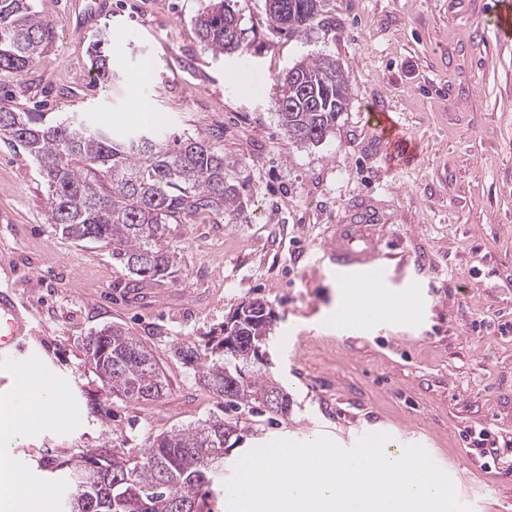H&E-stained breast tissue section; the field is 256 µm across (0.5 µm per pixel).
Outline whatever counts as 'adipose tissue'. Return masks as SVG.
Returning a JSON list of instances; mask_svg holds the SVG:
<instances>
[{"instance_id": "obj_1", "label": "adipose tissue", "mask_w": 512, "mask_h": 512, "mask_svg": "<svg viewBox=\"0 0 512 512\" xmlns=\"http://www.w3.org/2000/svg\"><path fill=\"white\" fill-rule=\"evenodd\" d=\"M56 393L51 389L25 393L24 406L0 404V512H24L33 495L28 477L12 461L11 450L21 441L31 424L48 416L47 406Z\"/></svg>"}]
</instances>
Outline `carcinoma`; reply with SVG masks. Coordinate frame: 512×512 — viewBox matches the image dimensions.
<instances>
[{"instance_id": "1", "label": "carcinoma", "mask_w": 512, "mask_h": 512, "mask_svg": "<svg viewBox=\"0 0 512 512\" xmlns=\"http://www.w3.org/2000/svg\"><path fill=\"white\" fill-rule=\"evenodd\" d=\"M321 0H266L269 26L290 38L322 23ZM204 46L216 55L244 49L238 18L227 0H210L195 17ZM48 39V25L30 0H0V83L21 75ZM108 34L91 48L96 79L112 81ZM349 80L328 56L305 59L280 80L274 105L290 144H318L346 110ZM0 141L21 146L39 166L47 192V221L76 241L112 245V259L137 283L171 274L165 249L170 224L200 214L235 217L243 207L240 183L224 154L193 138L160 137L153 126L115 131L65 113L17 112L0 101ZM272 311L254 300L220 330L222 354L200 379L224 396L226 417L211 416L153 438L147 452L124 459L107 446L94 449L75 470L66 512H212L224 494V459L243 438L233 410L258 404L288 416V392L261 369ZM112 395L132 402L161 398L168 387L153 351L120 325L97 331L86 344Z\"/></svg>"}]
</instances>
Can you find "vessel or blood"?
Here are the masks:
<instances>
[{
	"instance_id": "1",
	"label": "vessel or blood",
	"mask_w": 512,
	"mask_h": 512,
	"mask_svg": "<svg viewBox=\"0 0 512 512\" xmlns=\"http://www.w3.org/2000/svg\"><path fill=\"white\" fill-rule=\"evenodd\" d=\"M373 126L391 143H399L400 125L387 112L371 113ZM377 219L368 212L349 215L338 225L335 236L325 247L326 256L346 283H368L369 287H384L380 274L383 257L380 238L371 230ZM29 321L21 310L12 289H0V352L13 347L28 336Z\"/></svg>"
}]
</instances>
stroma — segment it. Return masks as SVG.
Segmentation results:
<instances>
[{
  "label": "stroma",
  "mask_w": 512,
  "mask_h": 512,
  "mask_svg": "<svg viewBox=\"0 0 512 512\" xmlns=\"http://www.w3.org/2000/svg\"><path fill=\"white\" fill-rule=\"evenodd\" d=\"M496 0H323L327 26L273 32L266 0H231L244 51L214 55L195 17L208 0H103L112 81L98 84L85 0H35L49 27L37 62L0 85L24 112H65L127 126L144 63L159 133L204 140L244 184L233 223L216 216L169 225L171 277L132 288L111 245L75 243L47 222L44 180L26 153L0 143V287L33 308L36 336L0 356V400L15 399L19 365L36 360L69 415L29 428L12 450L47 512H61L75 465L109 444L143 455L156 435L224 413L199 380L219 330L239 306L273 311L262 368L288 391L287 417L243 415L232 475L250 450L325 435L353 447L368 433L423 446L468 512H512V40ZM319 56L340 61L349 104L321 143L289 146L273 106L275 77ZM394 113L415 145L391 160L370 124ZM372 204L390 277L384 311L348 323L322 246L348 209ZM121 325L154 352L165 395L112 396L86 352L89 336ZM190 346L198 360L176 353ZM485 429L486 466L471 437Z\"/></svg>",
  "instance_id": "stroma-1"
}]
</instances>
